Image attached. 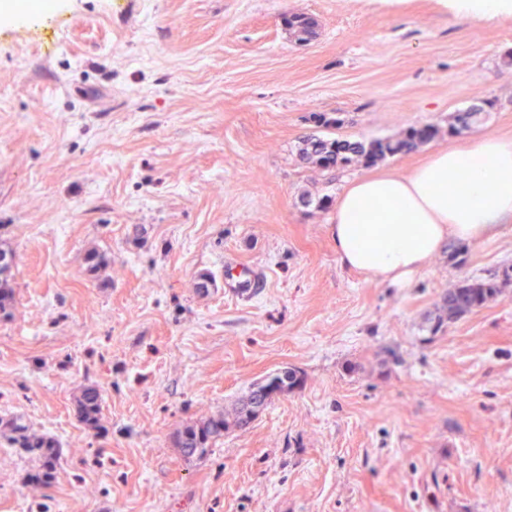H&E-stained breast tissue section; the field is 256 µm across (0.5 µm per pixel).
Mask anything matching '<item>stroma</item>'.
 <instances>
[{"label":"stroma","mask_w":512,"mask_h":512,"mask_svg":"<svg viewBox=\"0 0 512 512\" xmlns=\"http://www.w3.org/2000/svg\"><path fill=\"white\" fill-rule=\"evenodd\" d=\"M144 2L31 0L0 21V249L16 254L0 416L62 452L45 491L0 445V512H512V283L437 334L426 323L443 292L512 265V220L448 240L398 287L341 265L318 204L369 170L512 139V16L466 21L440 0ZM290 13L314 20L311 39ZM20 21L40 39L13 41ZM480 98L482 121L448 135ZM317 114L342 119L336 138L442 133L327 174L298 159ZM91 252L107 263L89 274ZM230 260L259 288L226 293ZM287 368L300 389L182 457L177 430ZM87 385L104 396L95 430L76 407Z\"/></svg>","instance_id":"stroma-1"}]
</instances>
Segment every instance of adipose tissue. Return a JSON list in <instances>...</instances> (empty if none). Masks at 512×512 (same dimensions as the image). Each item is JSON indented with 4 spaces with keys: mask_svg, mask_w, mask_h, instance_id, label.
Masks as SVG:
<instances>
[{
    "mask_svg": "<svg viewBox=\"0 0 512 512\" xmlns=\"http://www.w3.org/2000/svg\"><path fill=\"white\" fill-rule=\"evenodd\" d=\"M512 219V140L471 139L411 174L359 178L337 199L330 231L341 264L407 284L448 239L472 242Z\"/></svg>",
    "mask_w": 512,
    "mask_h": 512,
    "instance_id": "1",
    "label": "adipose tissue"
}]
</instances>
